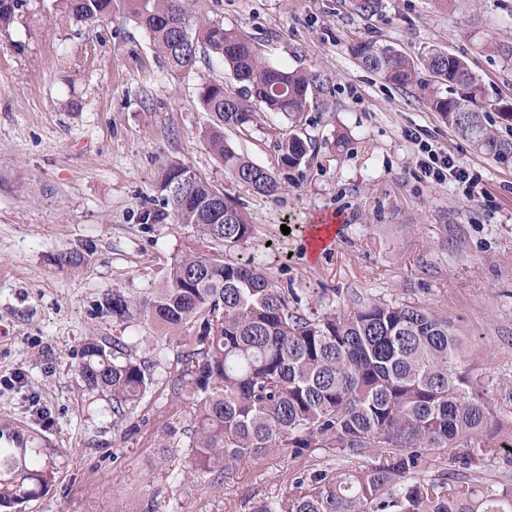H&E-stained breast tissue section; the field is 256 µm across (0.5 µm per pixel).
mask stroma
<instances>
[{
  "label": "stroma",
  "mask_w": 512,
  "mask_h": 512,
  "mask_svg": "<svg viewBox=\"0 0 512 512\" xmlns=\"http://www.w3.org/2000/svg\"><path fill=\"white\" fill-rule=\"evenodd\" d=\"M198 0L208 19L251 39L266 63L319 75L297 126L306 163H279L288 127L264 115L229 141L274 171L265 198L236 182L207 147L213 123L200 84L228 71L207 59L172 75L145 31L115 15L75 22L64 0H28L0 35V448L41 449L54 481L0 512H250L328 452L274 448L234 462L222 480L186 474L190 404L166 376L174 334L105 307L112 291L151 297L176 258L210 253L189 224L162 218L164 162L189 165L255 227L230 249L254 257L299 309L350 310L374 300L431 308L461 344L458 365L481 381L512 436V167L455 135L418 89L382 82L352 56L373 42L418 58H463L490 103L512 104V0ZM421 132L477 181L439 182L418 164ZM346 134L337 147L338 134ZM336 217L334 241L309 250L306 227ZM461 236L460 249L443 244ZM117 340L152 360L155 382L116 417L78 376L87 337ZM39 400L48 421L34 417Z\"/></svg>",
  "instance_id": "obj_1"
}]
</instances>
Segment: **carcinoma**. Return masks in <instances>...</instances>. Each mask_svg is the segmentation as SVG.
<instances>
[{"mask_svg":"<svg viewBox=\"0 0 512 512\" xmlns=\"http://www.w3.org/2000/svg\"><path fill=\"white\" fill-rule=\"evenodd\" d=\"M195 2L67 0V6L85 24L117 13L132 19L174 74L201 56L228 69L243 92L215 81L199 91L204 110L216 117L208 147L236 181L272 196L279 190L273 173L239 153L224 130L254 121L259 110L296 123L318 75L265 64L250 40L203 17ZM24 7L26 0H0V33ZM353 54L383 82L418 87L449 129L496 164L512 166V138L486 122L482 84L463 59L433 49L415 60L373 43L355 46ZM423 70L448 84L450 95L422 82ZM278 148L281 163L293 168L306 161L310 144L291 130ZM159 190L169 207L161 216L195 226L219 248L254 232L229 198L215 208L219 191L183 163L163 165ZM106 304L120 319L135 311L168 332L185 330L168 382L174 395L193 402L186 444L192 473L218 480L224 460L260 457L274 447L299 454L336 450L334 464L292 478L288 491L255 502L252 512H512L511 487L498 490L455 473L424 476L440 450H461L462 470L499 452L496 410L480 384L459 369L458 340L436 312L375 300L347 311L305 313L254 258L218 254L174 261L150 299L115 291ZM154 368L118 342L91 339L77 372L120 415L154 382ZM369 448L380 449L377 458L354 467ZM0 466L7 472L0 504L34 497L54 478L52 466L36 455L19 461L12 448H0Z\"/></svg>","mask_w":512,"mask_h":512,"instance_id":"obj_1","label":"carcinoma"}]
</instances>
